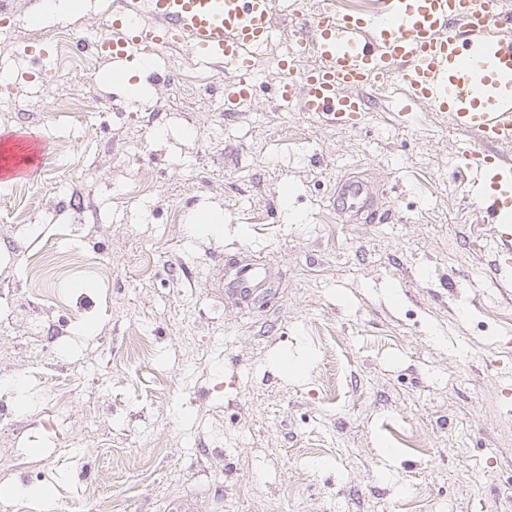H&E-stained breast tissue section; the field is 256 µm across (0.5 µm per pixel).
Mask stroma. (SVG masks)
<instances>
[{
  "mask_svg": "<svg viewBox=\"0 0 512 512\" xmlns=\"http://www.w3.org/2000/svg\"><path fill=\"white\" fill-rule=\"evenodd\" d=\"M111 0L0 27V131L49 146L38 180L0 194V495L24 512H512V295L494 234L450 165L471 133L402 85L364 90L359 125L273 98L206 93L230 71L172 51L169 82L130 95L73 41ZM60 51L26 77L25 47ZM377 191L346 221L336 185ZM259 264L264 304L229 266ZM148 337L147 355L130 340ZM306 363L289 377L283 358Z\"/></svg>",
  "mask_w": 512,
  "mask_h": 512,
  "instance_id": "obj_1",
  "label": "stroma"
}]
</instances>
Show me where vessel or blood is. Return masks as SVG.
Returning a JSON list of instances; mask_svg holds the SVG:
<instances>
[{"label":"vessel or blood","mask_w":512,"mask_h":512,"mask_svg":"<svg viewBox=\"0 0 512 512\" xmlns=\"http://www.w3.org/2000/svg\"><path fill=\"white\" fill-rule=\"evenodd\" d=\"M275 0H121L108 34L96 49L115 63L136 60L152 73L159 49L181 50L236 71L224 86V109L237 111L253 98L251 52L271 36ZM296 33L277 60L275 92L281 104H298L340 126H355L365 106L357 89L405 87L404 104L429 102L451 115L460 129L476 132L455 159L471 173L474 198L497 229L496 274L512 270V161L493 158L490 147L512 143V15L496 0H390L385 13L337 12L336 0H318L313 12L293 7ZM0 148L33 154L21 166H0V186L37 178L46 157L40 136L29 128L0 134ZM375 192L348 178L336 188V208L371 222ZM258 270L241 267L232 292L248 300Z\"/></svg>","instance_id":"b4317fda"}]
</instances>
